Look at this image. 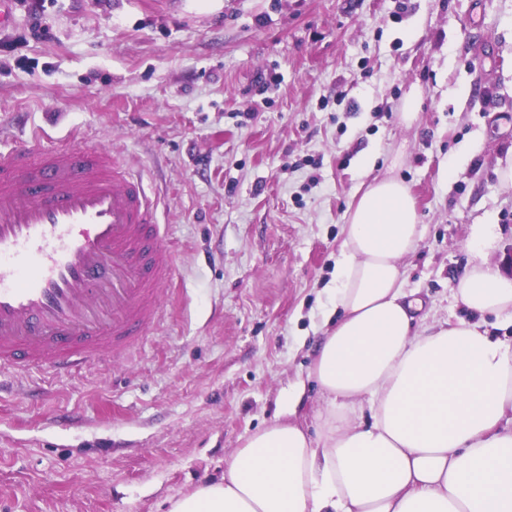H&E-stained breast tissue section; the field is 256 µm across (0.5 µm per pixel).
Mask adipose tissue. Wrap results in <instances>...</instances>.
<instances>
[{
  "label": "adipose tissue",
  "mask_w": 512,
  "mask_h": 512,
  "mask_svg": "<svg viewBox=\"0 0 512 512\" xmlns=\"http://www.w3.org/2000/svg\"><path fill=\"white\" fill-rule=\"evenodd\" d=\"M421 236L398 179L356 190L309 376L317 436L277 422L168 512H512V347L484 319L512 318V279L482 240L456 274L470 318L415 330L403 260Z\"/></svg>",
  "instance_id": "ef3b65f1"
}]
</instances>
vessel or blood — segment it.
Masks as SVG:
<instances>
[{
    "label": "vessel or blood",
    "mask_w": 512,
    "mask_h": 512,
    "mask_svg": "<svg viewBox=\"0 0 512 512\" xmlns=\"http://www.w3.org/2000/svg\"><path fill=\"white\" fill-rule=\"evenodd\" d=\"M156 211L107 154L0 152V371L68 374L152 330L175 273Z\"/></svg>",
    "instance_id": "1"
}]
</instances>
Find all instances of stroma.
<instances>
[{"label": "stroma", "instance_id": "1", "mask_svg": "<svg viewBox=\"0 0 512 512\" xmlns=\"http://www.w3.org/2000/svg\"><path fill=\"white\" fill-rule=\"evenodd\" d=\"M0 151L94 148L158 198L175 275L123 355L0 377V512H166L275 420L313 428L354 190L393 176L429 318L467 241L512 273V0H11ZM422 94L412 127L398 114Z\"/></svg>", "mask_w": 512, "mask_h": 512}]
</instances>
